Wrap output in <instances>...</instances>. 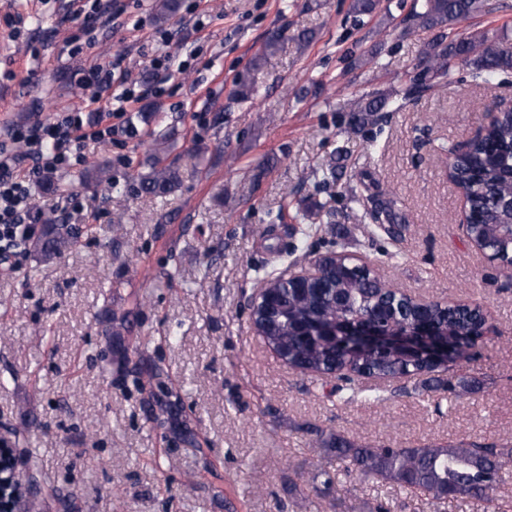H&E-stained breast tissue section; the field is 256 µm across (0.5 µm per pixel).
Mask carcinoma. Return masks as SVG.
I'll return each instance as SVG.
<instances>
[{
    "instance_id": "1",
    "label": "carcinoma",
    "mask_w": 512,
    "mask_h": 512,
    "mask_svg": "<svg viewBox=\"0 0 512 512\" xmlns=\"http://www.w3.org/2000/svg\"><path fill=\"white\" fill-rule=\"evenodd\" d=\"M487 0H414L410 21L434 36L423 49L424 63L416 66L409 82L398 88L376 90L348 107L353 123L362 127L374 122L379 112L401 110L411 97L437 91L448 85L459 66L468 69L477 83L488 84L512 72V28L476 29L466 34L457 26L486 12ZM349 11L356 17L381 13L391 17L381 0H351ZM279 49V39L271 34L261 53L250 62L257 70L267 56ZM137 174L141 192L163 196L181 183L180 170L168 161L166 142L157 144ZM449 175L462 191L475 220L468 230L470 239L505 260L512 255V112H499L482 134L460 147L450 163ZM373 221L370 234H383L393 241L402 238L403 227L392 206L373 196H353ZM289 203L281 205L277 219L291 218L300 224L305 238L317 233L309 224L313 212L324 203H306L289 215ZM78 244V234L59 216L42 223L40 234L30 241L34 256L49 263ZM274 297L270 306H251V322L265 344L291 368L303 374L336 377L333 393L342 401L361 398L383 400L374 389L357 386V378H410L426 376L436 387L460 397L481 389L479 378L459 375L453 367L470 363L483 338L480 306L453 309L438 300L426 305L403 295L371 270L354 266L351 255L331 260L323 268L320 283L296 288L288 278L273 279ZM376 319L390 330L404 331L428 322L448 342V358L434 361L400 349L350 347L336 328L364 319ZM307 433L330 458L342 465L348 484L343 485L323 467L316 495L325 498L332 491L350 493L369 480H382L401 490L424 496L434 512L450 499H476L491 505L492 512H512L511 502L492 497L498 486L512 476V442L479 444L462 439L428 442L408 448L390 443L358 445L340 433L326 434L318 426Z\"/></svg>"
}]
</instances>
